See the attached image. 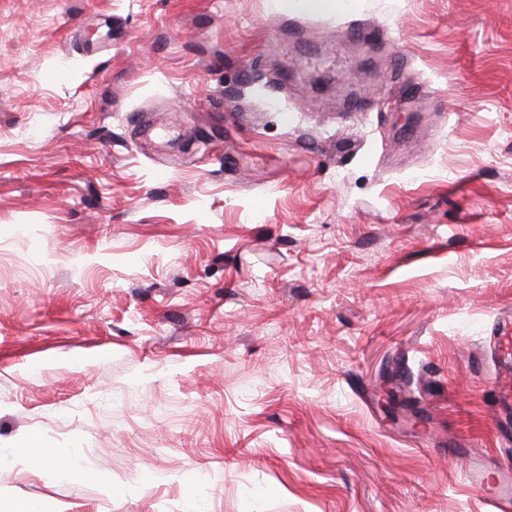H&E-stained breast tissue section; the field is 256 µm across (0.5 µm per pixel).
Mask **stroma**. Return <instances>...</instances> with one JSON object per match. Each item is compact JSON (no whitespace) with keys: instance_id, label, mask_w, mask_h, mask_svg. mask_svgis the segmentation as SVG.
Wrapping results in <instances>:
<instances>
[{"instance_id":"1","label":"stroma","mask_w":512,"mask_h":512,"mask_svg":"<svg viewBox=\"0 0 512 512\" xmlns=\"http://www.w3.org/2000/svg\"><path fill=\"white\" fill-rule=\"evenodd\" d=\"M511 313L512 0H0V512H491Z\"/></svg>"}]
</instances>
